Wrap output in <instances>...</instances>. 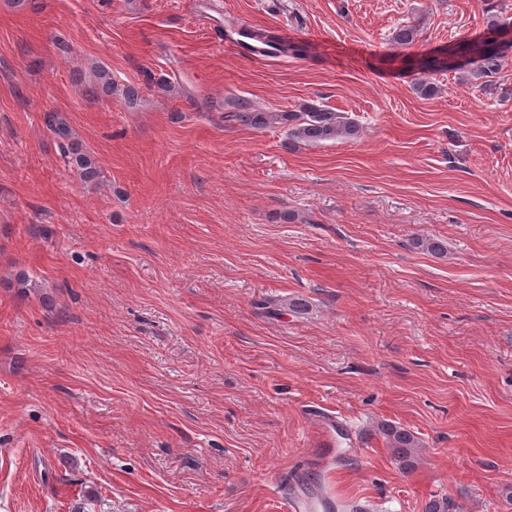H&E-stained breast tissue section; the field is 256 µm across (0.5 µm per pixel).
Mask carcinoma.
Wrapping results in <instances>:
<instances>
[{
	"label": "carcinoma",
	"instance_id": "obj_1",
	"mask_svg": "<svg viewBox=\"0 0 512 512\" xmlns=\"http://www.w3.org/2000/svg\"><path fill=\"white\" fill-rule=\"evenodd\" d=\"M500 0H480V7L486 20V34L474 38H463L451 45L453 53L463 60V63L452 66L448 59L438 53L391 55L386 58L389 66H398L403 70H414L421 75L414 84V90L423 97L437 95L439 87L434 84L429 75L441 72L467 69L477 79L490 78L502 66L503 48L512 40V23L507 21L499 7ZM417 38V28L413 25H402L392 34L394 45L409 48ZM91 89H101L105 92L121 90L129 102L137 99L138 90L134 86L122 89L112 80V72L96 67L89 75ZM224 119L237 121L256 130L268 127L287 129L288 136L307 145H320L328 141L360 138L362 128L359 123L342 112L323 108L315 103H305L297 111L288 112H258L248 111L244 103H232V111L225 113ZM47 126L58 139L70 143L67 150L72 152V163L84 182L98 179L99 171L91 157L71 146L72 130L65 119L56 113L46 116ZM413 245L426 250L433 255H443L447 252L445 243L437 238H417ZM388 447L392 449L397 464L403 470L415 467L419 458L421 444L419 438L410 430L390 422L378 425Z\"/></svg>",
	"mask_w": 512,
	"mask_h": 512
}]
</instances>
